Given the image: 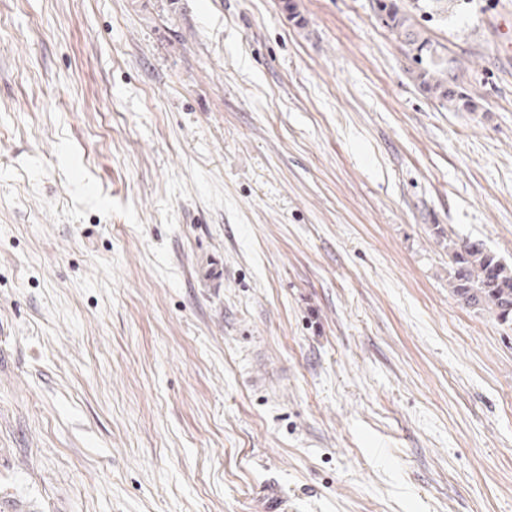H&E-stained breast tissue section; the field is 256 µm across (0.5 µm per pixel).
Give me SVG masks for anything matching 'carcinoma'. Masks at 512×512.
Here are the masks:
<instances>
[{
  "label": "carcinoma",
  "mask_w": 512,
  "mask_h": 512,
  "mask_svg": "<svg viewBox=\"0 0 512 512\" xmlns=\"http://www.w3.org/2000/svg\"><path fill=\"white\" fill-rule=\"evenodd\" d=\"M374 9L387 29L421 65L416 75L424 92L454 111L471 108V99L448 76V62L401 5V0H375ZM452 294L462 304L485 311L512 326V265L486 249L480 240L448 239Z\"/></svg>",
  "instance_id": "obj_1"
}]
</instances>
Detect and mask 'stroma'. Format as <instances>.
<instances>
[{
	"label": "stroma",
	"mask_w": 512,
	"mask_h": 512,
	"mask_svg": "<svg viewBox=\"0 0 512 512\" xmlns=\"http://www.w3.org/2000/svg\"><path fill=\"white\" fill-rule=\"evenodd\" d=\"M0 0V512H512V59L402 0ZM401 1L375 0L374 9L395 39L422 65L416 75L420 87L448 109L458 112L469 110L471 99L456 83V79L448 76V62L440 54L438 45L403 9ZM448 256V281L457 300L512 326V265L480 240L449 239Z\"/></svg>",
	"instance_id": "obj_1"
}]
</instances>
